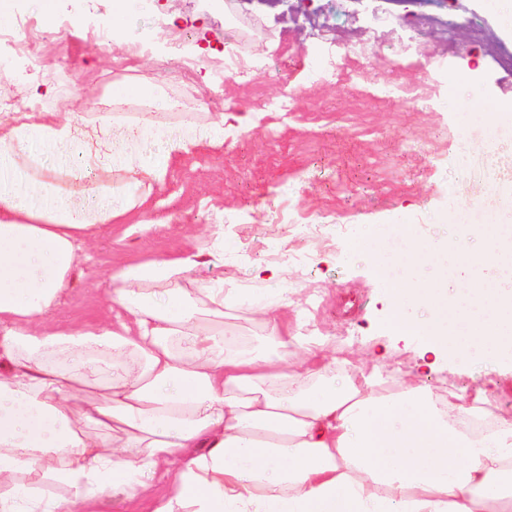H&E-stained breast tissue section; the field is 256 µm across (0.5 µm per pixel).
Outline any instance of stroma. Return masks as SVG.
<instances>
[{
    "instance_id": "obj_1",
    "label": "stroma",
    "mask_w": 512,
    "mask_h": 512,
    "mask_svg": "<svg viewBox=\"0 0 512 512\" xmlns=\"http://www.w3.org/2000/svg\"><path fill=\"white\" fill-rule=\"evenodd\" d=\"M113 0H53L72 24L50 32L31 71L15 44L0 42V114L34 99L42 112L105 113L156 100L164 132L224 124V143H202L175 161L147 210L121 216L76 269L54 318L92 325L112 315L109 268L202 252L183 285L221 284L268 302L288 301L289 321L335 337L336 359L381 366L401 384L417 371L419 342L385 327L387 284L353 242L412 225L422 241L449 244L448 200L475 222L512 225V136L484 112L512 104V36L478 0H135L116 27ZM392 24H382L385 14ZM93 28L110 31L103 47ZM137 49L125 54L127 43ZM247 63L219 65L225 49ZM358 49L359 73H334L337 53ZM117 85L136 87L117 97ZM408 85L411 98L377 105L384 88ZM96 182H130L126 158H146L161 139L128 135L119 123ZM320 230L301 237L291 218ZM151 225H144V217ZM301 252L302 264L265 273L270 252ZM239 349L261 347L266 328L247 309L224 319ZM433 393H484L495 417L512 418V364L449 359L430 373Z\"/></svg>"
}]
</instances>
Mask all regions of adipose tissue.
I'll return each mask as SVG.
<instances>
[{"mask_svg": "<svg viewBox=\"0 0 512 512\" xmlns=\"http://www.w3.org/2000/svg\"><path fill=\"white\" fill-rule=\"evenodd\" d=\"M111 116L97 126L55 112L0 120V167L27 172L53 202L0 191V512H84L117 489L170 484L153 512H512V419L474 437L448 423L478 403L450 402L423 381L382 390L379 371L332 376V339L288 326L274 304L257 313L265 350L239 354L224 338L237 289L179 287L197 255L111 268L115 319L45 328L101 228L144 207L173 157L224 125L165 139L140 166L137 194L115 200L93 184L88 202L62 197L55 172L26 145L72 150L81 179ZM393 258L367 254L387 283L386 328L423 343L425 368L443 356H512V238L498 224L439 248L452 277L428 276L430 247L400 226ZM160 286L152 294L150 286ZM128 365L87 399L98 350ZM66 495H48L45 485Z\"/></svg>", "mask_w": 512, "mask_h": 512, "instance_id": "ef3b65f1", "label": "adipose tissue"}]
</instances>
